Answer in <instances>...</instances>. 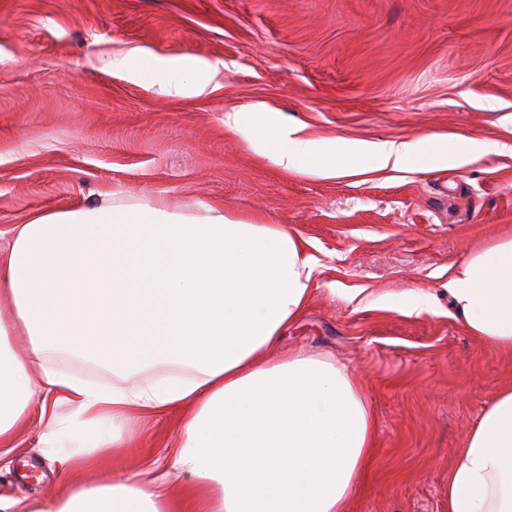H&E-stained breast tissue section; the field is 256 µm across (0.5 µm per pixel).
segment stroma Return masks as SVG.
<instances>
[{
    "mask_svg": "<svg viewBox=\"0 0 512 512\" xmlns=\"http://www.w3.org/2000/svg\"><path fill=\"white\" fill-rule=\"evenodd\" d=\"M164 61L215 67L170 90ZM254 105L344 147L440 135L471 162L319 179L287 172L224 123ZM512 0H0V246L38 212L121 192L287 226L315 292L274 355L301 351L362 380L376 454L348 512H448V470L512 352L471 336L449 268L512 232ZM422 289L434 309L380 310ZM181 412L139 418L124 447L87 448L84 485L173 459ZM30 417L0 458V500L63 493Z\"/></svg>",
    "mask_w": 512,
    "mask_h": 512,
    "instance_id": "1",
    "label": "stroma"
}]
</instances>
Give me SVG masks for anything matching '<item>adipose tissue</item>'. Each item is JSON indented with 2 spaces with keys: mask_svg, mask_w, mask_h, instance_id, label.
Here are the masks:
<instances>
[{
  "mask_svg": "<svg viewBox=\"0 0 512 512\" xmlns=\"http://www.w3.org/2000/svg\"><path fill=\"white\" fill-rule=\"evenodd\" d=\"M229 124L278 167L320 179L370 171L461 166V144L435 137L389 140L336 154L265 108ZM314 262L278 224H247L213 207L199 214L167 199L101 201L34 214L0 248V447L12 448L33 396L55 447V408L112 424L98 447H120L128 422L184 409L172 466L185 499L163 479L68 480L53 503L19 512H348L376 442L365 389L346 367L294 352L268 356L313 292ZM464 328L512 351V235L476 252L446 288ZM21 333L19 353L9 338ZM107 367L115 385L44 366L49 350ZM42 362L39 377L29 366ZM148 372L151 382L130 385ZM448 512H512V384L501 387L448 473Z\"/></svg>",
  "mask_w": 512,
  "mask_h": 512,
  "instance_id": "ef3b65f1",
  "label": "adipose tissue"
}]
</instances>
